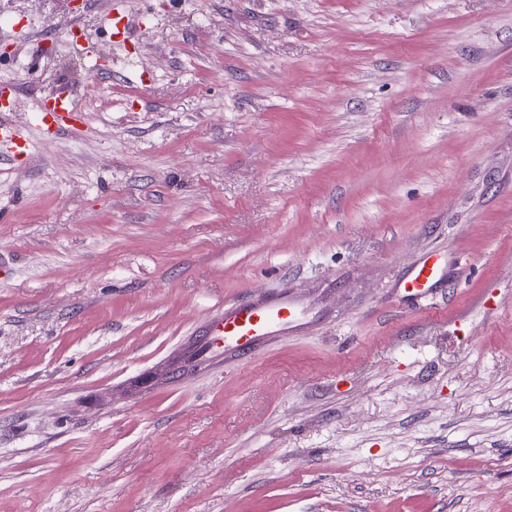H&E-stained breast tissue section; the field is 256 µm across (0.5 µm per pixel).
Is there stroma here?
<instances>
[{
    "instance_id": "1",
    "label": "stroma",
    "mask_w": 512,
    "mask_h": 512,
    "mask_svg": "<svg viewBox=\"0 0 512 512\" xmlns=\"http://www.w3.org/2000/svg\"><path fill=\"white\" fill-rule=\"evenodd\" d=\"M1 44L0 512H512V0H0ZM48 106L41 105L42 122L53 133L72 131L78 124V112L73 103V95L69 90L60 89L47 96ZM0 146H4L11 153L14 160L29 156L26 135L4 121L0 122ZM441 270V261L431 258L426 259L405 281L404 292L406 295L425 292L440 277ZM295 316L296 311L287 303H242L224 307V316L217 321L215 331L224 335V347L244 351L260 336L282 330Z\"/></svg>"
}]
</instances>
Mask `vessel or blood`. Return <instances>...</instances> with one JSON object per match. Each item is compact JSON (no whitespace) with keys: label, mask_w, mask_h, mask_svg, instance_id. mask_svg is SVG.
I'll return each mask as SVG.
<instances>
[{"label":"vessel or blood","mask_w":512,"mask_h":512,"mask_svg":"<svg viewBox=\"0 0 512 512\" xmlns=\"http://www.w3.org/2000/svg\"><path fill=\"white\" fill-rule=\"evenodd\" d=\"M48 106L42 112V121L53 132L74 130L78 123V110L69 90L60 89L47 97ZM0 146L11 153L13 159L28 157V139L24 133L7 122H0ZM442 270L441 261L426 259L404 283L406 294L425 292L437 281ZM296 316L285 303L267 305L245 303L225 307L224 315L215 329L224 336L225 345L245 350L262 336L282 330Z\"/></svg>","instance_id":"1"}]
</instances>
